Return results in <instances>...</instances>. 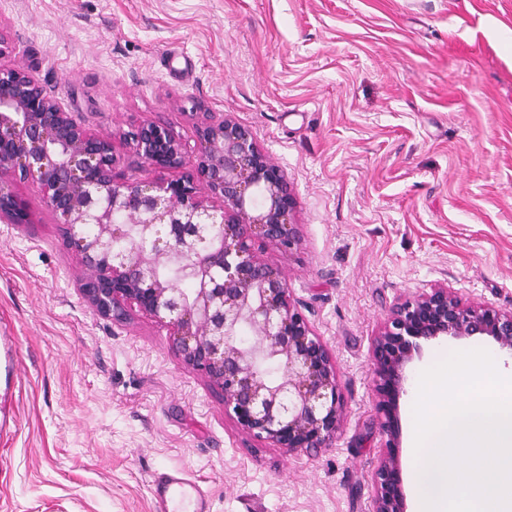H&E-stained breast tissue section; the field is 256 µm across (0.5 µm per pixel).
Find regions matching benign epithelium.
Masks as SVG:
<instances>
[{
  "mask_svg": "<svg viewBox=\"0 0 512 512\" xmlns=\"http://www.w3.org/2000/svg\"><path fill=\"white\" fill-rule=\"evenodd\" d=\"M203 116L193 152L155 122L124 133L143 162L182 174L120 181L110 138L78 122L22 68L0 66V221L29 223L1 176L37 182L79 258L80 291L99 315L121 321L135 304L167 324L175 352L207 378L248 435L290 451L326 448L344 417L336 363L279 268L256 249L299 244L288 177L248 127L222 112ZM164 268L177 279L163 277ZM184 281L194 284L191 292L178 287ZM244 327L251 337L243 345ZM471 336L512 356V311L467 303L440 285L396 303L374 337L386 442L372 473L373 512H406L398 410L407 365L427 343ZM269 361L285 368L276 385L265 378Z\"/></svg>",
  "mask_w": 512,
  "mask_h": 512,
  "instance_id": "7a95c632",
  "label": "benign epithelium"
}]
</instances>
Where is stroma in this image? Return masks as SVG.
Masks as SVG:
<instances>
[{
  "mask_svg": "<svg viewBox=\"0 0 512 512\" xmlns=\"http://www.w3.org/2000/svg\"><path fill=\"white\" fill-rule=\"evenodd\" d=\"M4 66L92 132L116 179L172 180L123 139L193 113L249 127L293 189L296 251L262 250L329 348L345 416L326 448L247 436L131 309L99 316L39 186L0 223V512H157L155 472L200 476L212 512H372L385 436L371 342L404 297L445 284L512 311V0H0Z\"/></svg>",
  "mask_w": 512,
  "mask_h": 512,
  "instance_id": "35a3bbf8",
  "label": "stroma"
}]
</instances>
